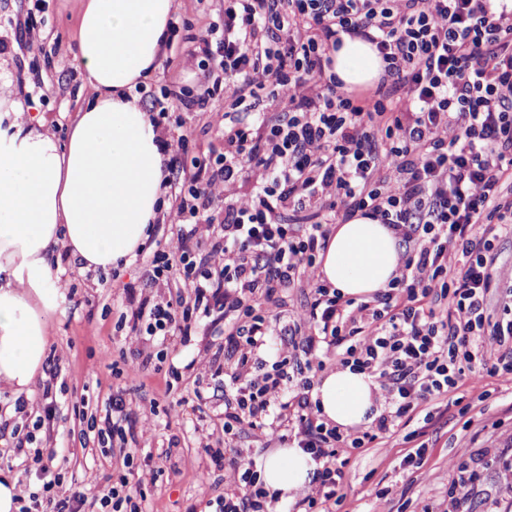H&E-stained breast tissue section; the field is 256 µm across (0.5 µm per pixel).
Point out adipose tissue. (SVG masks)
Here are the masks:
<instances>
[{"mask_svg": "<svg viewBox=\"0 0 512 512\" xmlns=\"http://www.w3.org/2000/svg\"><path fill=\"white\" fill-rule=\"evenodd\" d=\"M176 0H84L75 56L85 70L87 104L67 139L32 126L19 103L0 129V388L29 392L46 358L43 313L63 297L60 255L81 272L109 270L149 240L164 193L166 155L133 90L167 43ZM334 70L344 90L378 83L375 47L343 36ZM322 279L346 297L387 288L397 240L379 220L355 216L336 225L319 255ZM376 384L340 368L312 392L321 415L348 429L375 417ZM317 464L299 448H280L260 463L264 485L295 503Z\"/></svg>", "mask_w": 512, "mask_h": 512, "instance_id": "obj_1", "label": "adipose tissue"}]
</instances>
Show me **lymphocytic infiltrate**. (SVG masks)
<instances>
[{"label":"lymphocytic infiltrate","instance_id":"f902f5d3","mask_svg":"<svg viewBox=\"0 0 512 512\" xmlns=\"http://www.w3.org/2000/svg\"><path fill=\"white\" fill-rule=\"evenodd\" d=\"M344 33L382 58L372 92L341 90L331 52ZM189 57L224 75L228 110L206 116L224 152L181 168L188 138L166 133V221L177 231L145 272L153 284L179 276L189 295L127 289L125 341L188 335L197 313L222 327L224 445L200 438L224 462L215 512H268L252 461L233 446L241 434L310 454L317 468L297 506L334 512L340 455L385 447L416 419L404 463L419 471L422 426L448 392L465 380L484 400L488 379L512 382V288L497 275L498 243L512 237V0H224L220 38L196 37ZM218 199L220 220L209 212ZM358 213L400 248L387 289L360 301L329 288L316 263L336 220ZM290 288L311 299L285 320ZM331 361L377 380L369 430L327 425L311 402ZM32 461L41 489L19 512H84L80 485L41 451Z\"/></svg>","mask_w":512,"mask_h":512}]
</instances>
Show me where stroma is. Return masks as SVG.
<instances>
[{"label": "stroma", "instance_id": "35a3bbf8", "mask_svg": "<svg viewBox=\"0 0 512 512\" xmlns=\"http://www.w3.org/2000/svg\"><path fill=\"white\" fill-rule=\"evenodd\" d=\"M169 41L151 76L137 95L151 108L163 88L201 90L210 80L202 70L187 67L192 37L200 35L224 12V0H177ZM81 0H0V69L8 81L1 99L20 101L32 121L65 138L69 122L83 104V68L75 58L76 22ZM35 27L39 43L23 37ZM189 137L183 163L224 149L217 129L207 125L199 110L174 107ZM62 278L74 293L60 312L47 314L46 354L54 380L38 375L25 399L27 412L6 417L16 396L0 389V417L8 432L0 439V477L19 479L36 492L40 484L28 468L30 459L16 452L17 440L30 438L32 447L64 459L65 481L88 488L115 481L123 472L119 453L101 446L87 428L86 415H104L114 395L137 404L139 416L154 424L139 438L131 470L139 480L142 512H211L209 502L224 490V467L215 463L198 442L209 433L214 447L224 445L223 381L214 374L224 363V338L197 317L188 339L148 337L143 348L152 355L142 360L124 342L118 327L127 306L125 288H142V262L133 260L107 273L78 274L62 258ZM52 383L56 405L45 413L43 386ZM494 395L475 401L467 385L449 392V399L471 402V425H464L456 407L426 430L428 461L421 475L411 476L402 465L409 446L397 430L384 448L352 450L343 467L340 512H370L376 490H384L383 512H414L422 489H429L434 512H446L452 474L449 460L466 461L480 448H512V385L490 379ZM467 512H512V487L498 477L496 466L483 468L466 487Z\"/></svg>", "mask_w": 512, "mask_h": 512}]
</instances>
